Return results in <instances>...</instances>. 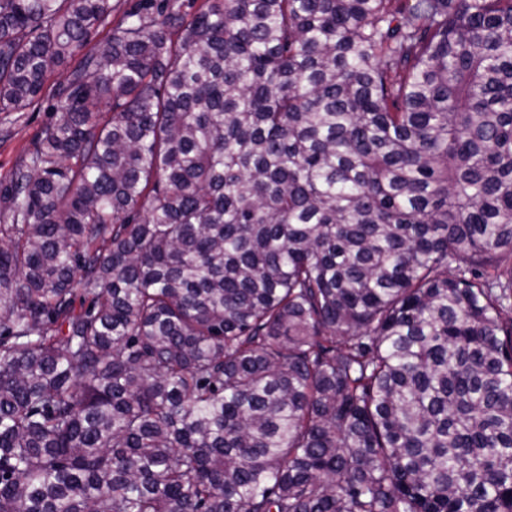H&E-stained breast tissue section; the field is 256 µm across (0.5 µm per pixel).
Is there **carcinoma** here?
<instances>
[{
    "label": "carcinoma",
    "instance_id": "carcinoma-1",
    "mask_svg": "<svg viewBox=\"0 0 512 512\" xmlns=\"http://www.w3.org/2000/svg\"><path fill=\"white\" fill-rule=\"evenodd\" d=\"M185 5L0 0V512H512V0ZM104 35L101 31L91 34L74 59L47 81L40 99L33 107L26 112H0V191L10 181L13 172L25 159L44 128L57 121L61 115V112L55 111L56 99L52 97L51 87L62 80L83 55L99 48Z\"/></svg>",
    "mask_w": 512,
    "mask_h": 512
}]
</instances>
